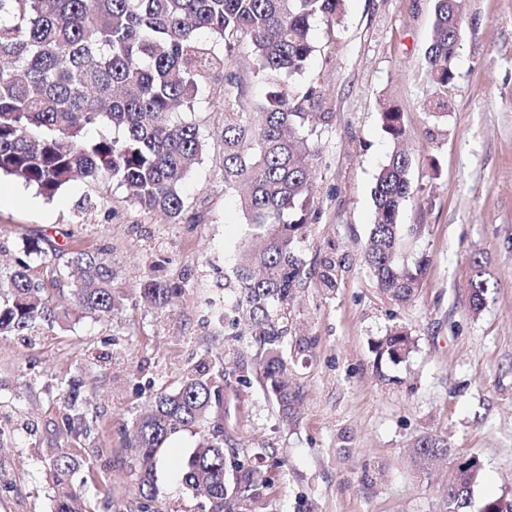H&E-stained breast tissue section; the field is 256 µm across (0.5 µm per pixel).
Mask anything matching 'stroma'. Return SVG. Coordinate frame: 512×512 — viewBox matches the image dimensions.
I'll return each mask as SVG.
<instances>
[{
  "instance_id": "1",
  "label": "stroma",
  "mask_w": 512,
  "mask_h": 512,
  "mask_svg": "<svg viewBox=\"0 0 512 512\" xmlns=\"http://www.w3.org/2000/svg\"><path fill=\"white\" fill-rule=\"evenodd\" d=\"M460 35L445 89L425 53L435 0H344L339 23L316 20L317 51L294 80L320 93L315 145L316 219L299 250L301 283L282 311L288 373L302 400L282 423L259 369L239 389L231 444L269 483L235 512H448V482L476 461L472 491L512 500V0H463ZM401 112L412 157L413 194L398 222L401 259L427 258L408 303L379 290L365 260L375 221L372 189L393 142L384 108ZM224 79H211L191 118L206 147L183 184L182 220L134 204L126 187L72 181L46 199L21 180L0 179V265L43 234L58 244L107 250L123 296L112 318L75 311L36 342L0 336V512H52L46 472L61 424L60 394L79 388L93 426L71 485L114 512H211L181 480L204 434L177 430L145 499L128 442L133 423L185 370L234 368L259 348L235 321L239 293L227 281L248 244L246 219L224 190ZM340 264L335 290L319 271ZM481 260L489 288L469 307ZM182 283L166 311L139 293L144 276ZM399 329L414 339L405 359L378 357V340ZM307 349H299L300 340ZM36 384H27L23 369ZM430 435L447 455L425 467L413 442Z\"/></svg>"
}]
</instances>
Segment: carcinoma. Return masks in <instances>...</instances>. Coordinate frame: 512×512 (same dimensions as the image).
<instances>
[{
	"label": "carcinoma",
	"instance_id": "cac0c4a2",
	"mask_svg": "<svg viewBox=\"0 0 512 512\" xmlns=\"http://www.w3.org/2000/svg\"><path fill=\"white\" fill-rule=\"evenodd\" d=\"M342 0H0V175H9L51 198L80 176L116 182L132 191L133 203L172 219L185 209L182 186L205 150L200 126L173 119L195 111L206 82L224 75L236 90L224 98V188L246 217L249 234L263 247H244L236 260L237 306L255 328L262 354V379L282 423L293 418L300 391L288 383L283 330L273 309L288 303L300 283L298 244L314 212L312 150L302 132L317 113L307 106L318 91L290 94V81L317 51L312 20H336ZM463 0H435L433 36L425 54L433 84L453 79ZM224 49H219V45ZM251 55V71L270 85L266 103L252 111L243 104V80L231 67L240 45ZM383 128L397 140L402 114L383 113ZM412 159L395 149L380 168L372 190L376 223L367 262L380 290L407 302L421 286L427 259L413 267L398 262V217L410 198ZM68 260L50 269L47 281L32 274L58 255ZM323 286L336 288V261L321 263ZM106 253L71 250L41 235L23 245L15 266L0 270V335L30 336L36 328L70 318L71 305L110 318L121 300L112 287ZM176 286L148 277L143 295L165 308ZM488 292L479 261L473 262L469 303L478 312ZM407 333L377 343L378 353L397 361L412 351ZM243 376L226 370L195 369L174 394L160 393L150 413L136 423L128 443L140 484L152 488L159 456L172 434L205 424L209 437L194 449L182 482L206 497L213 512H233L235 502L267 483L263 473L235 460L228 481L224 443V391L239 392ZM80 393L66 392L62 419L74 440L90 425L80 412ZM414 453L432 461L447 446L431 436L417 439ZM81 456L61 450L49 458L55 487L53 512H88L70 476ZM480 478L474 463L455 472L452 512H470Z\"/></svg>",
	"mask_w": 512,
	"mask_h": 512
}]
</instances>
